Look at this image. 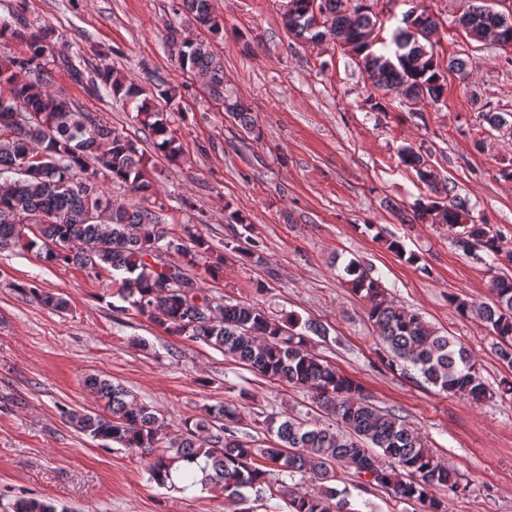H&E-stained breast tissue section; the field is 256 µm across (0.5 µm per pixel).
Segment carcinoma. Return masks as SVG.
<instances>
[{"instance_id": "obj_1", "label": "carcinoma", "mask_w": 512, "mask_h": 512, "mask_svg": "<svg viewBox=\"0 0 512 512\" xmlns=\"http://www.w3.org/2000/svg\"><path fill=\"white\" fill-rule=\"evenodd\" d=\"M367 2L287 0L290 8L283 11L282 24L311 42L326 33L350 43L348 52L362 65L371 88L385 93L402 88L412 105L438 102L445 94L446 70L463 74L467 66L460 58L446 69L441 65L430 41L439 21L406 15L392 34L393 53H378L375 40H362L382 26ZM176 13L210 31L219 29L212 0H180ZM458 25L471 40L495 34L501 46L512 48V16L494 11L484 0H472ZM47 38L46 32L30 35L25 39L28 57L0 62V84L11 92V99H0V250L37 248L47 260L94 273H122L118 295L138 316L211 346L270 381L305 390L332 422L271 414L262 424L272 440L259 444L247 431L241 406L226 401L185 420L183 433L172 437L166 418L152 405L95 374L86 376L84 385L96 395L97 409L66 408L62 418L106 448L116 444L140 456L159 486L174 484V465L184 463L181 490L197 484L217 487L224 492L226 512H253V498L279 500L285 512H355L344 487L353 479L361 488L377 487L415 504L417 512H449L450 497L461 490L459 474L404 417L377 407L359 382L315 354L311 335H323L315 323L292 313L273 317L253 303L210 295L190 273L210 255L211 246L200 235L185 238L145 207L130 210L112 202L101 179L126 183L152 197L151 175L133 141L51 89L41 66L49 51ZM167 39L179 68L204 76L209 96L223 98L224 111L254 132L252 113L224 89V60L210 43L181 39L175 29ZM145 79L143 86L109 66L97 73L100 86L114 99L135 105L136 118L157 151L175 163L181 143L167 113L151 101L170 103L177 88L152 71ZM26 155L43 157V166L20 171ZM400 160L429 191L415 203L408 222L446 224L455 228L454 244L464 254L482 249L512 266V251L503 249L502 235L478 223L465 201L449 197L453 189L438 184L426 157L406 146ZM31 224L37 228L32 237L25 232ZM165 254L180 256L182 263L168 262ZM345 273L353 294L365 304L390 368L474 402L489 395L472 349L397 304L359 261H350ZM17 289L45 308L67 309L65 298L34 284ZM490 292V305L459 296L449 302L459 315H476L492 329L499 358L512 370V278L495 277ZM201 459L203 477L198 480L192 466ZM12 512L58 508L45 499L20 497Z\"/></svg>"}]
</instances>
